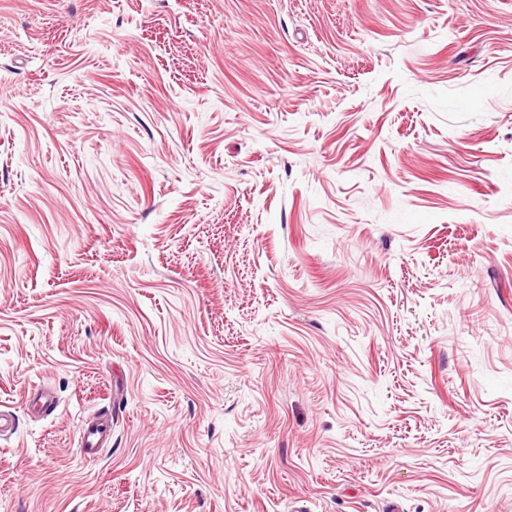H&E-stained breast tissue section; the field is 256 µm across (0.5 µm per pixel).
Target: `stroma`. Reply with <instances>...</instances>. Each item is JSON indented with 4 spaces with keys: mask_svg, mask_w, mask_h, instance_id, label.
<instances>
[{
    "mask_svg": "<svg viewBox=\"0 0 512 512\" xmlns=\"http://www.w3.org/2000/svg\"><path fill=\"white\" fill-rule=\"evenodd\" d=\"M0 410V512H512V0H0ZM111 426L107 421H86L81 425L80 453L89 459H95L103 450V441L110 436Z\"/></svg>",
    "mask_w": 512,
    "mask_h": 512,
    "instance_id": "obj_1",
    "label": "stroma"
}]
</instances>
